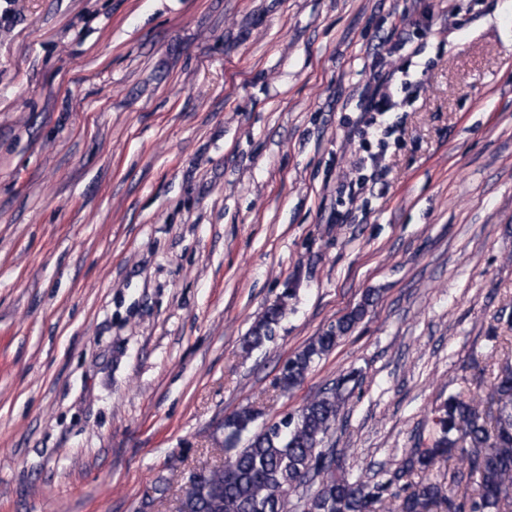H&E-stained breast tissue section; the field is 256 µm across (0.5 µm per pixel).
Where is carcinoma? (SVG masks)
Listing matches in <instances>:
<instances>
[{
  "label": "carcinoma",
  "mask_w": 512,
  "mask_h": 512,
  "mask_svg": "<svg viewBox=\"0 0 512 512\" xmlns=\"http://www.w3.org/2000/svg\"><path fill=\"white\" fill-rule=\"evenodd\" d=\"M288 296L268 308L246 341L251 351L274 338ZM365 314L360 304L336 321L283 366L281 392L302 383L315 359L331 351ZM495 413L481 402L450 395L436 409L434 429L420 438L384 481L352 480L336 471L344 449L326 443L345 403L343 384L324 388L301 410L254 430L258 411L243 408L225 420L226 443L234 448L223 468L200 473L179 501L178 512H509L512 509V365L499 369L488 393ZM458 462L448 482L426 480L400 495L391 487L410 471L443 458ZM475 480L472 493L454 488ZM302 490L297 502L288 492Z\"/></svg>",
  "instance_id": "obj_1"
}]
</instances>
